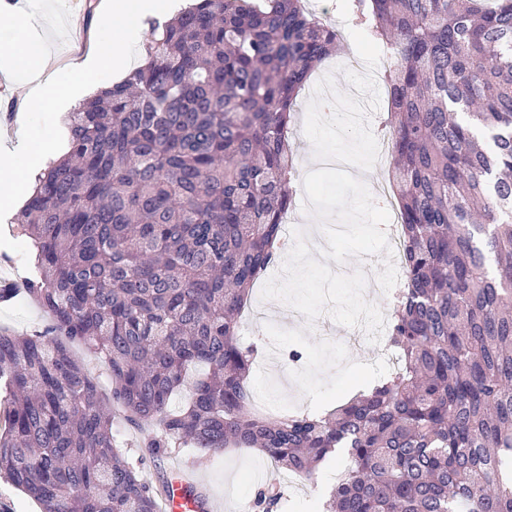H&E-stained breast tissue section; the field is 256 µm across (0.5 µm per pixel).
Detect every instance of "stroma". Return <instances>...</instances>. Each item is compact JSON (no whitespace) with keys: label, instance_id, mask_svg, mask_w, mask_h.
I'll use <instances>...</instances> for the list:
<instances>
[{"label":"stroma","instance_id":"stroma-1","mask_svg":"<svg viewBox=\"0 0 512 512\" xmlns=\"http://www.w3.org/2000/svg\"><path fill=\"white\" fill-rule=\"evenodd\" d=\"M18 3L36 25L51 63L71 64L76 54L70 48V18H83L88 30L95 23L94 18L85 15L86 0H18ZM329 19L338 24L343 47L340 53L316 67L296 99L297 122L288 138V148L295 155L300 189L283 232L288 235L298 229L324 235L326 242L318 250V257L335 272L349 274L363 270L367 276L366 300L385 312L395 294L394 288L388 285L393 258L383 242L385 217L377 187L388 181L391 158L386 155L372 159V125L357 127L347 122L348 113L359 109L352 96L353 89L365 90L369 114H379L386 109V86L375 78L384 60L360 42L349 19L334 13ZM15 36L12 23L0 21V78L12 81L20 98L14 105L9 98L0 96V112L16 108L27 113L29 144L36 148L55 140L58 127L54 113L32 103L30 75L16 69L6 53ZM363 166L367 167L372 183L366 192L357 189L351 175L352 170ZM45 323L43 313L31 300L19 298L9 303L0 302L1 327L26 333L44 327ZM269 323L287 330H306L313 342L335 337L347 347L349 358L354 362L372 363L378 359L359 329L340 325L325 314L310 325L304 315L285 305L280 306L278 312H269L260 291H253L251 305L243 315V342L249 344L264 335ZM249 384L252 391L260 393L264 399L263 413L276 415L305 410L310 405L291 378L289 368L278 358L271 357L265 359L263 365L253 366ZM152 435V428L129 426L123 436L125 454L144 461V481L157 487L169 482L175 470L191 473L210 500V512H241L243 503L253 500L263 486V476L271 467L270 462L254 450L239 448L209 456H197L185 448L152 458L147 448ZM349 464L346 458L337 463L327 462L316 471L313 480L298 482L288 493L289 512H321L324 497Z\"/></svg>","mask_w":512,"mask_h":512}]
</instances>
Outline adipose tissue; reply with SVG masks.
Wrapping results in <instances>:
<instances>
[{
	"label": "adipose tissue",
	"instance_id": "ef3b65f1",
	"mask_svg": "<svg viewBox=\"0 0 512 512\" xmlns=\"http://www.w3.org/2000/svg\"><path fill=\"white\" fill-rule=\"evenodd\" d=\"M164 10V0H112L109 8L99 16V22L107 32L106 38L97 39L94 52L83 62L53 74L47 71L45 49L31 40L24 14L16 12L12 20L20 34L9 55L15 66L31 69L38 77L37 102L60 114L74 108L102 74L129 69L128 46L141 39L145 19L162 15ZM50 153L47 147L33 152L24 170L12 171L5 179L0 177L1 214L12 212L22 197L32 194L35 178L44 169Z\"/></svg>",
	"mask_w": 512,
	"mask_h": 512
}]
</instances>
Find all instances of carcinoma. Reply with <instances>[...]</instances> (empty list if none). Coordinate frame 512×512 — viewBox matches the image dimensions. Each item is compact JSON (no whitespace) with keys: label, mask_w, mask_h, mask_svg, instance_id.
Wrapping results in <instances>:
<instances>
[{"label":"carcinoma","mask_w":512,"mask_h":512,"mask_svg":"<svg viewBox=\"0 0 512 512\" xmlns=\"http://www.w3.org/2000/svg\"><path fill=\"white\" fill-rule=\"evenodd\" d=\"M341 2L388 53L397 370L326 414L253 410L242 312L283 250L295 99L342 41L304 0H195L74 109L17 217L47 324L0 327V478L40 512H157L112 405L156 457L257 448L304 480L345 449L323 512H512V0Z\"/></svg>","instance_id":"cac0c4a2"}]
</instances>
